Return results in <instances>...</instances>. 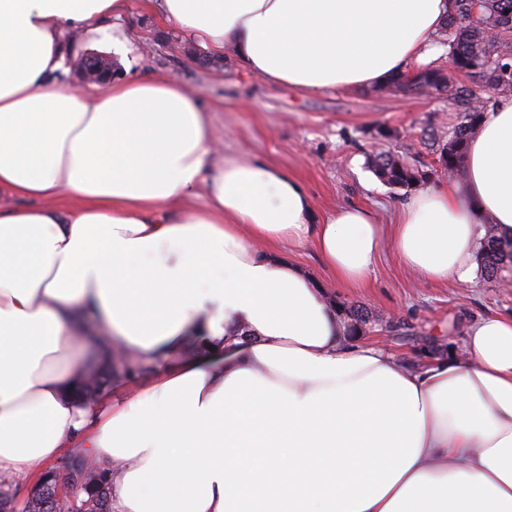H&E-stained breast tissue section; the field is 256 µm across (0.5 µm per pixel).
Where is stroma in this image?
<instances>
[{"label":"stroma","mask_w":512,"mask_h":512,"mask_svg":"<svg viewBox=\"0 0 512 512\" xmlns=\"http://www.w3.org/2000/svg\"><path fill=\"white\" fill-rule=\"evenodd\" d=\"M131 5L124 21L130 51L122 74L170 75L195 90L222 153L280 167L303 184L317 216L361 205L372 209L379 223H394L396 206L408 193L380 182L366 165L368 154L391 151L433 165L435 156L422 135L447 129L456 116L453 102L441 95L378 93L369 87L306 92L269 85L232 58L201 66L206 46L150 13L144 0ZM279 254L313 277L329 302L366 309L373 323L365 341L387 345L412 367L447 357L474 321L512 312V287L487 280L480 270L468 282L416 278L387 241L362 288L339 285L313 242L280 244Z\"/></svg>","instance_id":"obj_1"}]
</instances>
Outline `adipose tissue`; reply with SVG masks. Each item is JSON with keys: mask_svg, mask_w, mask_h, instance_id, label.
<instances>
[{"mask_svg": "<svg viewBox=\"0 0 512 512\" xmlns=\"http://www.w3.org/2000/svg\"><path fill=\"white\" fill-rule=\"evenodd\" d=\"M263 81L378 87L436 53L451 0H146ZM130 0H0V474L64 449L112 463L113 512H512V313L412 368L348 334L270 246L313 240L365 285L384 237L421 278L470 281L486 232L512 241V98L493 101L463 183L420 188L392 232L352 206L316 220L287 172L206 160L197 96L170 76L83 93L62 37ZM204 205H195L198 195ZM96 315L102 329L87 325ZM203 355L168 359L185 336ZM156 366L128 400L74 387L113 351Z\"/></svg>", "mask_w": 512, "mask_h": 512, "instance_id": "ef3b65f1", "label": "adipose tissue"}]
</instances>
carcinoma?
I'll return each instance as SVG.
<instances>
[{"label": "carcinoma", "mask_w": 512, "mask_h": 512, "mask_svg": "<svg viewBox=\"0 0 512 512\" xmlns=\"http://www.w3.org/2000/svg\"><path fill=\"white\" fill-rule=\"evenodd\" d=\"M479 9L482 23L469 20ZM512 0H453L452 11L441 34L440 44L448 47L470 83L475 86L509 85L512 87ZM448 98L457 106L455 122L448 134H428V146L435 150L441 167L453 172L458 169L469 139L480 125L490 98L459 83L452 85ZM368 168L385 184L399 189L412 188L433 179V169L418 166L391 152L369 156ZM480 264L488 280L499 283L503 273L512 272V243L500 242L487 225V234L480 254ZM351 317L349 327L360 331L370 323L367 310L349 305L344 307ZM141 370L137 362L119 359L82 379L81 393L100 394L112 383L117 373L133 374ZM69 495L60 498L50 487L52 471L44 472L24 501L21 510L14 508L16 480L0 474V512H111L112 466L77 451L64 463Z\"/></svg>", "instance_id": "cac0c4a2"}]
</instances>
